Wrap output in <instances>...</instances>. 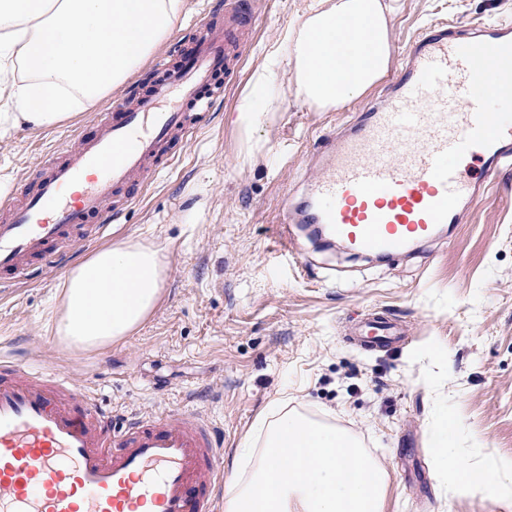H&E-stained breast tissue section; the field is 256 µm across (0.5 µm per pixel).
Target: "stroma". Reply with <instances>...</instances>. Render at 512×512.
I'll return each mask as SVG.
<instances>
[{
	"instance_id": "35a3bbf8",
	"label": "stroma",
	"mask_w": 512,
	"mask_h": 512,
	"mask_svg": "<svg viewBox=\"0 0 512 512\" xmlns=\"http://www.w3.org/2000/svg\"><path fill=\"white\" fill-rule=\"evenodd\" d=\"M257 28L240 78L200 128L147 179L119 222L82 243L89 258L130 238L167 257L152 314L112 346L82 351L55 336L63 272L0 286V358L67 372L114 415L194 413L224 433L232 462L273 401L356 436L388 472L383 512H512L477 494L450 496L433 465L442 417L458 424L465 459L493 467L512 459V171H501L452 233L378 263L319 245L297 227L300 258L281 251L283 201L316 171L319 136L344 132L381 91L323 112L296 100L292 74L255 132L265 148L246 156L234 108L266 46L311 0H253ZM391 67L421 28L447 22L512 21V0H395ZM97 103L63 125L0 135V211L32 187L45 153L96 132ZM382 308L407 339L364 350L345 335L350 314Z\"/></svg>"
}]
</instances>
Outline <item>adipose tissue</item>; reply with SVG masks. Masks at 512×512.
Listing matches in <instances>:
<instances>
[{"label":"adipose tissue","mask_w":512,"mask_h":512,"mask_svg":"<svg viewBox=\"0 0 512 512\" xmlns=\"http://www.w3.org/2000/svg\"><path fill=\"white\" fill-rule=\"evenodd\" d=\"M185 7L186 0H0V122L48 128L89 111L129 78ZM391 12L385 0H313L267 48L234 124L247 133L264 126L283 67L294 74L297 97L321 110L364 93L389 67ZM166 274V257L152 245L124 239L99 249L67 273L56 335L83 350L120 341L153 311ZM433 457L454 493L512 501V483L475 469L447 435L435 438Z\"/></svg>","instance_id":"obj_1"}]
</instances>
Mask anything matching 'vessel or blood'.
<instances>
[{
  "instance_id": "obj_1",
  "label": "vessel or blood",
  "mask_w": 512,
  "mask_h": 512,
  "mask_svg": "<svg viewBox=\"0 0 512 512\" xmlns=\"http://www.w3.org/2000/svg\"><path fill=\"white\" fill-rule=\"evenodd\" d=\"M251 0H225L190 44L159 60L149 87L117 99L93 139L46 154L34 187L0 220V277L61 269L73 242L116 221L165 148L213 106L254 32ZM488 68L477 72L476 61ZM512 25L441 22L406 51L386 94L343 136L322 138L318 176L288 204L289 223L362 255L393 258L460 223L489 181L512 168ZM403 331L369 311L348 329L372 349ZM224 440L208 419L145 416L113 426L68 373L15 374L0 362V512H216Z\"/></svg>"
}]
</instances>
